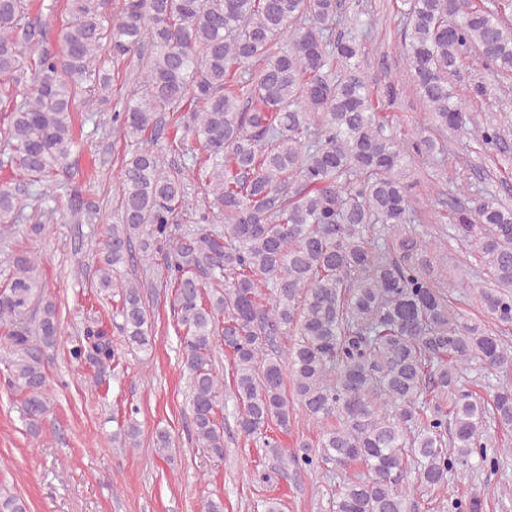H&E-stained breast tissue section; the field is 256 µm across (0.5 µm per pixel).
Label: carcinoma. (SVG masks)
I'll use <instances>...</instances> for the list:
<instances>
[{"label":"carcinoma","mask_w":512,"mask_h":512,"mask_svg":"<svg viewBox=\"0 0 512 512\" xmlns=\"http://www.w3.org/2000/svg\"><path fill=\"white\" fill-rule=\"evenodd\" d=\"M53 6L0 0V105L7 118L0 167V348L7 387L22 396L30 429L48 411L42 350L61 335L38 257L13 245L15 222L40 235L55 210L32 208V188L63 176L79 144L74 113L108 106L107 65L144 48L145 93L112 113V131L136 146L118 183L119 223L98 250L95 287L117 299L127 347H153L150 284L126 276L129 261L159 274L183 328L181 363L190 388L192 436L224 458L212 359L224 345L234 419L245 440L279 469L363 471L338 485L331 512H411L416 488L448 476L500 468L512 430V387L466 384L468 372L512 370V345L459 305L512 325V207L495 196L450 207L451 231H418L415 159L445 155L426 132H387L395 82L379 98L363 75L361 12L342 0H66L56 30L38 18ZM402 53L440 132L465 126L449 76L474 54L512 78V0H403ZM32 82L22 84L24 74ZM175 156L165 161L155 141ZM501 140L493 116L481 141ZM209 204L194 208L190 187ZM70 223L90 224L97 205L71 189ZM460 241L482 273L448 283L444 256ZM290 339L287 358L278 343ZM69 355L97 369L118 361L112 337L84 323ZM320 426L315 443L284 448L294 407ZM135 410L116 437L137 446ZM416 485L404 482L408 472ZM474 495L449 512H482ZM0 512H27L0 490Z\"/></svg>","instance_id":"obj_1"}]
</instances>
